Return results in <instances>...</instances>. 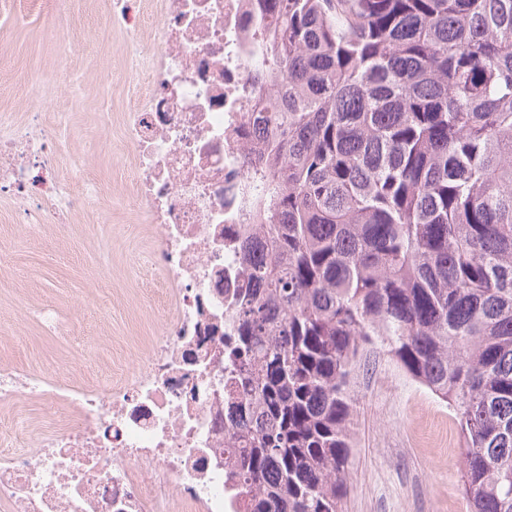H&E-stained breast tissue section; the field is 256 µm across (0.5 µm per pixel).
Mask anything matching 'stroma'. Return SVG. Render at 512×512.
Here are the masks:
<instances>
[{
    "instance_id": "stroma-1",
    "label": "stroma",
    "mask_w": 512,
    "mask_h": 512,
    "mask_svg": "<svg viewBox=\"0 0 512 512\" xmlns=\"http://www.w3.org/2000/svg\"><path fill=\"white\" fill-rule=\"evenodd\" d=\"M112 21V0H0V113L22 120L44 96L42 116L61 185L93 178L86 211L54 223H13L0 199V362L71 372L108 386L116 356L145 352L164 315L156 277L136 243L150 234L129 201L127 148L109 144L138 77ZM93 157L83 169L79 154ZM55 305L68 335L36 317ZM351 457L342 512H466L459 436L447 405L395 362L362 357L351 376Z\"/></svg>"
}]
</instances>
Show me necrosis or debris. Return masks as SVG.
Wrapping results in <instances>:
<instances>
[{
    "label": "necrosis or debris",
    "instance_id": "necrosis-or-debris-1",
    "mask_svg": "<svg viewBox=\"0 0 512 512\" xmlns=\"http://www.w3.org/2000/svg\"><path fill=\"white\" fill-rule=\"evenodd\" d=\"M264 0H113L140 83L123 115L133 203L168 314L146 353L108 389L0 363V512H236L224 492V352L246 280L239 243L248 156L264 140L249 122L267 109L253 54ZM39 113L0 116V196L17 223L80 208L63 191ZM37 399L40 425L19 421Z\"/></svg>",
    "mask_w": 512,
    "mask_h": 512
}]
</instances>
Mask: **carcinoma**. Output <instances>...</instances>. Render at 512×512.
Returning a JSON list of instances; mask_svg holds the SVG:
<instances>
[{
    "label": "carcinoma",
    "mask_w": 512,
    "mask_h": 512,
    "mask_svg": "<svg viewBox=\"0 0 512 512\" xmlns=\"http://www.w3.org/2000/svg\"><path fill=\"white\" fill-rule=\"evenodd\" d=\"M270 2L225 488L341 512L372 349L448 404L466 512H512V0Z\"/></svg>",
    "instance_id": "obj_1"
}]
</instances>
